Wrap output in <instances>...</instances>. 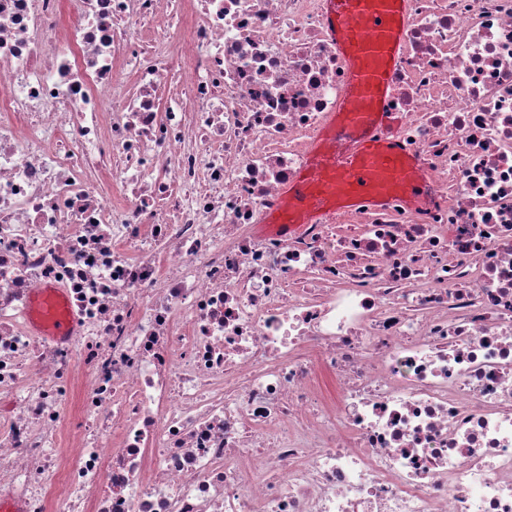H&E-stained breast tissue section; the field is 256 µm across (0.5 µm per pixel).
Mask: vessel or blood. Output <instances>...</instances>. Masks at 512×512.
Returning <instances> with one entry per match:
<instances>
[{
    "mask_svg": "<svg viewBox=\"0 0 512 512\" xmlns=\"http://www.w3.org/2000/svg\"><path fill=\"white\" fill-rule=\"evenodd\" d=\"M406 0H325L328 22L347 58V91L304 162L283 186L272 224H307L329 213L383 206L401 189L407 208L428 200L427 173L389 133L381 106L402 49Z\"/></svg>",
    "mask_w": 512,
    "mask_h": 512,
    "instance_id": "obj_1",
    "label": "vessel or blood"
}]
</instances>
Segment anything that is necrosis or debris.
<instances>
[{
  "mask_svg": "<svg viewBox=\"0 0 512 512\" xmlns=\"http://www.w3.org/2000/svg\"><path fill=\"white\" fill-rule=\"evenodd\" d=\"M434 194L268 224L323 0H0V491L26 512H512V0H407ZM62 292L69 336L31 331Z\"/></svg>",
  "mask_w": 512,
  "mask_h": 512,
  "instance_id": "1",
  "label": "necrosis or debris"
}]
</instances>
